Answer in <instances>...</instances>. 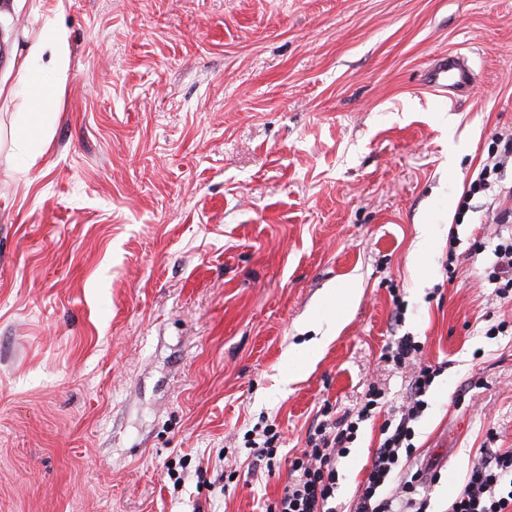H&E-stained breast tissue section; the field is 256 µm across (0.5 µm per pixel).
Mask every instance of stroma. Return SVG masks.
Masks as SVG:
<instances>
[{
	"label": "stroma",
	"mask_w": 512,
	"mask_h": 512,
	"mask_svg": "<svg viewBox=\"0 0 512 512\" xmlns=\"http://www.w3.org/2000/svg\"><path fill=\"white\" fill-rule=\"evenodd\" d=\"M48 20L71 64L37 167L23 98L0 101V512H263L324 404L373 381L401 402L404 334L447 364L419 468L512 448V334H485L512 303L466 252L500 227L490 201L460 212L512 133V0H27L13 26ZM455 52L476 84L452 99L425 74ZM263 421L270 472L243 446Z\"/></svg>",
	"instance_id": "1"
}]
</instances>
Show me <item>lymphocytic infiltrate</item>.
<instances>
[{"label": "lymphocytic infiltrate", "mask_w": 512, "mask_h": 512, "mask_svg": "<svg viewBox=\"0 0 512 512\" xmlns=\"http://www.w3.org/2000/svg\"><path fill=\"white\" fill-rule=\"evenodd\" d=\"M503 150L489 151L464 194L463 206L474 200L512 195L499 173L512 162V133L503 136ZM471 254L491 253L484 277L495 295L512 301V232L494 241L474 239ZM423 347L403 335L389 347L385 358L394 368L411 369L407 395L381 426V440L367 476L347 505L336 498L338 461L346 457L361 426L380 414L386 403L382 385L368 386L357 408L340 416L322 411L311 427L305 448L289 461V481L265 512H431V497L421 471L412 468L416 424L429 408L428 393L444 364L425 363ZM448 512H512V449L482 453L460 487L448 498Z\"/></svg>", "instance_id": "obj_1"}]
</instances>
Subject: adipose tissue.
Masks as SVG:
<instances>
[{"mask_svg": "<svg viewBox=\"0 0 512 512\" xmlns=\"http://www.w3.org/2000/svg\"><path fill=\"white\" fill-rule=\"evenodd\" d=\"M70 57L71 47L66 30L49 23L43 26L34 39L20 66L21 71L26 73L38 68L54 74L53 79L28 84L30 110L26 112L23 127L13 140L14 147L24 156L27 167L36 166L51 142L50 130L54 116L47 112L46 107L64 90Z\"/></svg>", "mask_w": 512, "mask_h": 512, "instance_id": "adipose-tissue-1", "label": "adipose tissue"}]
</instances>
